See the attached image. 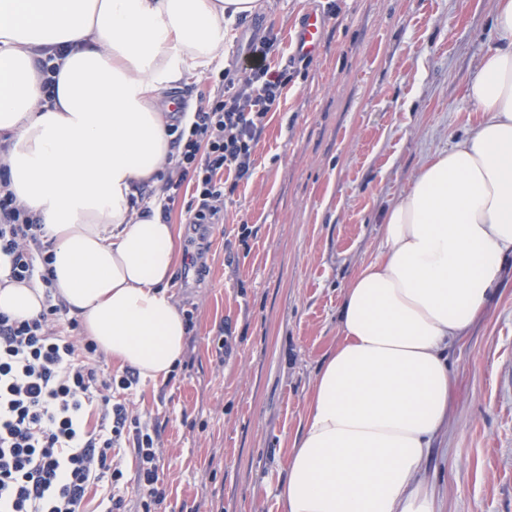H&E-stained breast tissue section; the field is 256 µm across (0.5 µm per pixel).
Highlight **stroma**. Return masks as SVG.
Returning a JSON list of instances; mask_svg holds the SVG:
<instances>
[{
  "label": "stroma",
  "mask_w": 512,
  "mask_h": 512,
  "mask_svg": "<svg viewBox=\"0 0 512 512\" xmlns=\"http://www.w3.org/2000/svg\"><path fill=\"white\" fill-rule=\"evenodd\" d=\"M495 0H270L225 57L274 34L288 72L249 179L206 234L207 272L170 288L189 342L167 382L140 380L141 419L162 424L156 512H283L278 499L338 309L356 269L382 250L381 223L422 160L479 114L466 95L496 41ZM328 18L319 52L294 60L303 13ZM450 421L422 479L436 512H512V261L490 307L448 351Z\"/></svg>",
  "instance_id": "stroma-1"
}]
</instances>
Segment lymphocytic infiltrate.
I'll list each match as a JSON object with an SVG mask.
<instances>
[{"mask_svg": "<svg viewBox=\"0 0 512 512\" xmlns=\"http://www.w3.org/2000/svg\"><path fill=\"white\" fill-rule=\"evenodd\" d=\"M274 45L267 36L248 43L250 76L200 97L191 129L182 128L181 113H173L162 217L187 189L189 222L219 223L224 174L239 181L251 176L264 121L288 79L286 71L266 65ZM49 248L40 219L1 183L0 255L8 260L7 277L40 280L45 290L35 317L0 312V512H88L95 492L100 512H127L119 488L123 448L135 453L144 507L160 504V430L141 421L131 401L140 375L131 368L108 371L96 344L76 335V321L54 295Z\"/></svg>", "mask_w": 512, "mask_h": 512, "instance_id": "obj_1", "label": "lymphocytic infiltrate"}]
</instances>
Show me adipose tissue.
I'll list each match as a JSON object with an SVG mask.
<instances>
[{
	"label": "adipose tissue",
	"instance_id": "obj_1",
	"mask_svg": "<svg viewBox=\"0 0 512 512\" xmlns=\"http://www.w3.org/2000/svg\"><path fill=\"white\" fill-rule=\"evenodd\" d=\"M260 0H0V178L39 216L53 286L98 348L167 380L187 327L169 285L177 225L131 203L171 151L165 93L220 70ZM466 95L481 120L429 155L385 214L379 259L354 273L340 339L312 387L279 498L284 512H435L420 474L450 413L448 349L512 257V0ZM57 66L48 95L39 63ZM39 282L0 285L30 318Z\"/></svg>",
	"mask_w": 512,
	"mask_h": 512
}]
</instances>
